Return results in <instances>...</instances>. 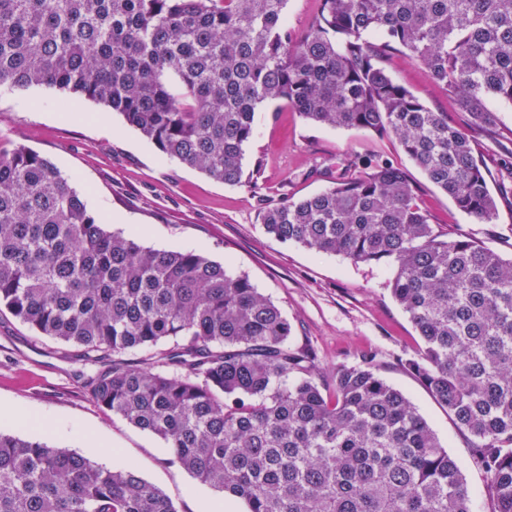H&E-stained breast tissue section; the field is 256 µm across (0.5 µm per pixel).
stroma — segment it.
I'll return each mask as SVG.
<instances>
[{
	"label": "stroma",
	"instance_id": "stroma-1",
	"mask_svg": "<svg viewBox=\"0 0 512 512\" xmlns=\"http://www.w3.org/2000/svg\"><path fill=\"white\" fill-rule=\"evenodd\" d=\"M393 77L426 105L465 117L454 98L431 82L405 56L391 60ZM496 134L473 132L497 195V217L476 224L458 211L390 139L368 131L331 129L304 121L293 109L259 107L256 133L244 165L262 164L264 193L278 198L304 197L324 189L311 177L317 165L336 166L355 155L392 162L407 171L432 216L435 229L448 238L466 235L504 256L512 255V106L495 102ZM24 145L53 163L83 196L107 230L137 233L147 247L192 251L224 264L232 275L250 279L277 305L292 326L289 345L314 350L323 373L375 353L380 375L418 407L440 442L462 469L475 512H490L489 477L476 463L470 436L461 431L404 362L419 349L417 332L391 293L394 267L387 262L356 263L316 253L268 236L260 203L247 188L228 186L199 170L164 156L123 117L79 96H63L46 87L0 86V145ZM60 345L38 335L11 316H0V401H11L46 417L39 429L18 425L12 434L73 449L106 464V451L88 449L82 431L92 428L118 450L125 462L162 489L179 512H198L200 496L223 498L226 512H244L233 496H219L171 464L165 442L129 424L94 402L81 387L78 357H61Z\"/></svg>",
	"mask_w": 512,
	"mask_h": 512
}]
</instances>
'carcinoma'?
Segmentation results:
<instances>
[{
  "label": "carcinoma",
  "mask_w": 512,
  "mask_h": 512,
  "mask_svg": "<svg viewBox=\"0 0 512 512\" xmlns=\"http://www.w3.org/2000/svg\"><path fill=\"white\" fill-rule=\"evenodd\" d=\"M0 0V86H44L119 113L164 155L229 186L259 106L393 139L457 209L497 201L470 130L512 104V0ZM402 53L453 97L466 126L391 75ZM310 175L308 197L261 200L284 243L396 265L391 293L421 339L405 361L512 512V256L437 232L404 169L354 159ZM0 310L88 365L99 405L160 437L171 463L245 512H473L461 468L410 399L359 355L323 379L308 347L245 276L193 252L105 229L46 158L0 146ZM154 353L141 365L123 355ZM0 512H178L136 468L0 432ZM318 0H289L286 8L288 27L296 33L303 32L318 9Z\"/></svg>",
  "instance_id": "obj_1"
}]
</instances>
